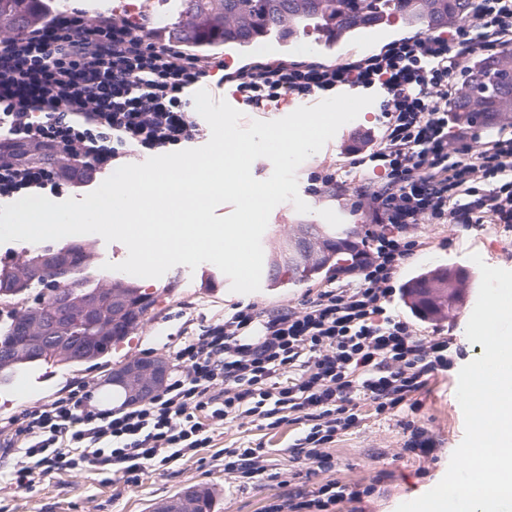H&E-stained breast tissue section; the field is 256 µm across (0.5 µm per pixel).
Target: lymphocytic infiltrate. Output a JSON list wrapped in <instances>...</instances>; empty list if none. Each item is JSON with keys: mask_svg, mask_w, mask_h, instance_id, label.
<instances>
[{"mask_svg": "<svg viewBox=\"0 0 512 512\" xmlns=\"http://www.w3.org/2000/svg\"><path fill=\"white\" fill-rule=\"evenodd\" d=\"M509 44L512 0H470L460 20L368 57L251 59L231 72L216 50L157 40L106 11L76 8L0 35V115L11 119L0 138L50 141L103 170L207 138L194 111L201 89L219 100L232 87L257 113L287 96L379 95L358 147L328 153L307 176L309 194L355 191L354 208L372 218L361 238L337 245L330 275L295 304L226 305L185 338L144 403L100 409L85 383L1 426L0 458L14 459L7 484L33 493L52 475L93 469L135 485L149 469L195 457L227 428L291 425L282 457L292 481L266 512H341L382 497L394 478L385 468L351 481L329 476L337 445L371 417L399 419L394 458L438 463L439 439L418 418L421 395L462 351L445 331L442 304L427 313L408 303L397 274L431 251L434 230L448 222L492 224L512 237V122L495 123L475 146L450 107L471 56L494 59ZM33 112L49 118L33 125ZM53 178L47 167L0 166V196L45 189ZM272 467L264 448L224 451L234 486L252 487Z\"/></svg>", "mask_w": 512, "mask_h": 512, "instance_id": "1", "label": "lymphocytic infiltrate"}]
</instances>
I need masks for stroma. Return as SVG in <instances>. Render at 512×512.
Returning <instances> with one entry per match:
<instances>
[{
    "label": "stroma",
    "mask_w": 512,
    "mask_h": 512,
    "mask_svg": "<svg viewBox=\"0 0 512 512\" xmlns=\"http://www.w3.org/2000/svg\"><path fill=\"white\" fill-rule=\"evenodd\" d=\"M343 215L355 235H362L368 214L356 211L349 196L314 203L311 212H298L293 203L284 202L270 214L264 232V252L272 254L278 242L294 236L299 225L320 224ZM444 235L449 245L437 247L435 255L448 263L466 262L479 254L488 265L512 270V239L499 235L490 225L448 224ZM139 284L153 299L146 321L112 349L97 364H71L52 360L36 363L23 372L22 382L0 384V422L20 415L33 403L50 401L83 381L104 385L113 367L134 357L160 355L173 359L187 323L201 325L225 305L241 301L232 292L230 280L215 265L205 262L197 268L177 265L162 277L143 278ZM307 281L300 275L281 271L270 285L255 294V302L274 307L302 299ZM458 377L439 378L424 394L423 421L431 427L444 450L440 462L428 474L418 475V461L392 460L388 449L399 439L393 420H367L343 444L336 474L357 479L372 468L393 470L394 480L387 493L371 503H362L363 512H396L406 498L418 497L432 489L445 475L451 455L464 437V418L456 398ZM290 426L276 430L252 426L231 428L215 440L214 447L202 449L199 459H191L167 469L149 473L129 488H115L111 475L94 470L65 473L47 479L32 494L15 490L0 481V512H155L174 495L194 485H204L216 493V512H264L267 499L279 492L277 481H265L257 488H236L224 481L221 461L224 451L246 444L278 449L288 445Z\"/></svg>",
    "instance_id": "1"
}]
</instances>
